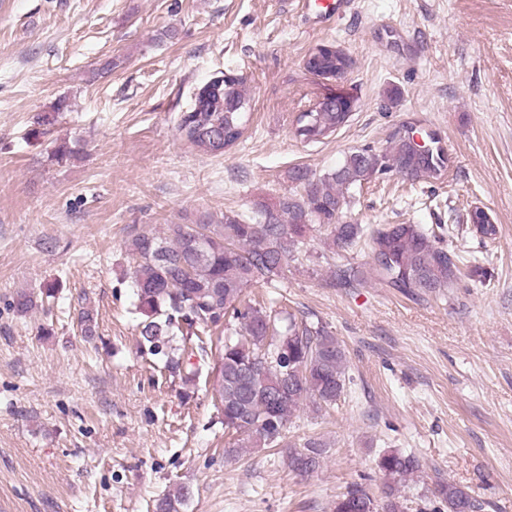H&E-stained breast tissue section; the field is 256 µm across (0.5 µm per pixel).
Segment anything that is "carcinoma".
<instances>
[{
	"label": "carcinoma",
	"mask_w": 512,
	"mask_h": 512,
	"mask_svg": "<svg viewBox=\"0 0 512 512\" xmlns=\"http://www.w3.org/2000/svg\"><path fill=\"white\" fill-rule=\"evenodd\" d=\"M351 57L342 49L311 51L305 59L310 72L346 73ZM199 109L181 112L176 130L182 141L200 152L221 155L238 145L246 130L250 100L243 80L214 85L198 95ZM353 112L334 99L312 119L301 112L295 132L305 143H322L348 125ZM412 127L395 134L369 163V147L349 151L336 167L317 175L304 166L288 169L292 189L277 204H259L255 215H224L213 224L206 216L193 224H170L168 235L143 230L131 240V279L137 308L146 316L140 346L164 363L172 375L190 382L196 371L190 359L213 349L212 367L216 408L224 430L235 441L224 449L238 456L253 448L288 449V467L311 474L321 467L322 445L308 440L288 441V424L310 402L313 411L327 410L346 391L345 350L322 321L286 312L275 317L266 304L252 301L245 291L259 283L284 278L288 262L299 259L310 232L324 231L333 249L346 250L362 242L370 260L338 265L329 286L354 288L369 281L383 282L403 296L427 301L445 295L461 280L463 262L436 244L420 224H382L375 228L348 219L354 196L376 176L395 173L412 181H434L448 169V154L433 131L422 133L430 145L417 151ZM77 144L55 141L49 158L57 165L76 159ZM186 329V355L173 346L171 329ZM376 467L385 479V500L378 504L363 486L348 487L333 512H408L402 488L419 471L412 453L398 449L378 454ZM431 512H482L483 504L469 487L440 479ZM191 491L180 486L155 500V512H183Z\"/></svg>",
	"instance_id": "1"
}]
</instances>
